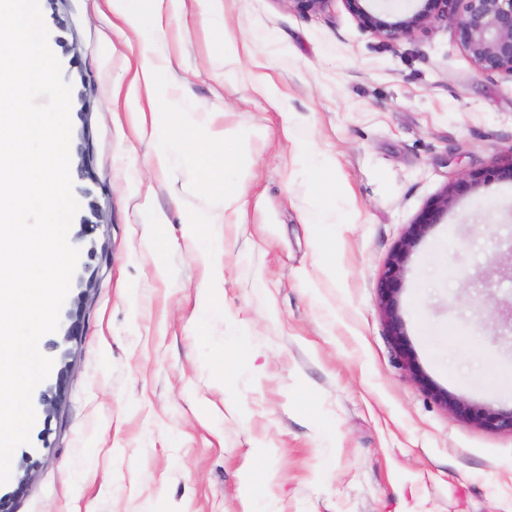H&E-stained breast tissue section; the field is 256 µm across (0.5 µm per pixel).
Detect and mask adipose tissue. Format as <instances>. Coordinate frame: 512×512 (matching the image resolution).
Here are the masks:
<instances>
[{
	"label": "adipose tissue",
	"mask_w": 512,
	"mask_h": 512,
	"mask_svg": "<svg viewBox=\"0 0 512 512\" xmlns=\"http://www.w3.org/2000/svg\"><path fill=\"white\" fill-rule=\"evenodd\" d=\"M149 11H138L136 0H109L112 14L127 24L159 29L168 19L171 10L183 8L185 0H150ZM174 64L168 57L158 62L141 61L135 67L128 90L135 97L145 98L152 116V144L159 162L180 152L201 154L207 168L216 176H223L227 169L236 167L242 156L248 153L250 139L242 137L236 149H229L225 131L211 133L207 143L195 140L192 127L187 122L188 111L184 101H172L158 94L159 75L162 71H173Z\"/></svg>",
	"instance_id": "ef3b65f1"
}]
</instances>
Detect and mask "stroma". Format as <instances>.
<instances>
[{
  "label": "stroma",
  "mask_w": 512,
  "mask_h": 512,
  "mask_svg": "<svg viewBox=\"0 0 512 512\" xmlns=\"http://www.w3.org/2000/svg\"><path fill=\"white\" fill-rule=\"evenodd\" d=\"M39 6L72 86V136L89 139L68 241L95 249L96 286L64 302L83 298L81 336L64 341L65 319L50 335L65 394L13 454L37 463L14 512H260L265 496L275 512H512V434L432 394L512 409V182L456 198L415 246L403 339L379 305L409 224L460 175L512 158V78L480 73L449 21L389 41L345 0L304 15L223 0L222 34L178 15L116 27L107 0ZM225 35L252 38L250 55L225 60ZM145 47L176 60L162 82L190 99L198 134L264 130L223 179L189 154L158 165L137 104L116 100ZM261 64L287 115L253 91ZM287 123L331 160L325 174L298 162ZM239 181L243 219L221 227L225 317L202 326L209 242L188 219ZM331 181L341 190L323 196ZM322 204L344 223H308Z\"/></svg>",
  "instance_id": "1"
}]
</instances>
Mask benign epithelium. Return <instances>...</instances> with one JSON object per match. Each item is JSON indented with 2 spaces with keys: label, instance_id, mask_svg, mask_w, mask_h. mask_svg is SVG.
<instances>
[{
  "label": "benign epithelium",
  "instance_id": "obj_1",
  "mask_svg": "<svg viewBox=\"0 0 512 512\" xmlns=\"http://www.w3.org/2000/svg\"><path fill=\"white\" fill-rule=\"evenodd\" d=\"M358 19L361 29L376 36L395 40L434 24L448 15L449 0H413L414 7L401 13L381 12L371 8L372 0H345ZM462 10L453 14L455 36L475 67L487 76L512 77V0H462ZM479 174H466L446 189L437 202L425 211L402 237L388 259L382 276L380 305L392 334L404 335L398 314L397 294L405 264L413 248L433 225L440 223L449 203L471 192L481 181ZM65 369H60L55 383L39 391L37 401L43 411L50 412L61 397L66 383ZM437 398L457 417L498 431L512 433V410H482L465 400L437 393ZM31 466L17 477V487L0 494V512H9L10 500L31 479Z\"/></svg>",
  "mask_w": 512,
  "mask_h": 512
}]
</instances>
